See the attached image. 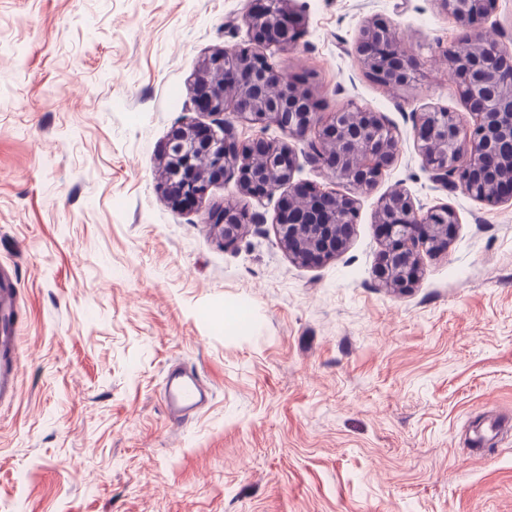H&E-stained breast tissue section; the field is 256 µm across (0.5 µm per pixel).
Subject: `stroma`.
<instances>
[{
    "label": "stroma",
    "mask_w": 512,
    "mask_h": 512,
    "mask_svg": "<svg viewBox=\"0 0 512 512\" xmlns=\"http://www.w3.org/2000/svg\"><path fill=\"white\" fill-rule=\"evenodd\" d=\"M249 0H0V269L16 288L18 395L0 401V512H512V202L432 182L413 115L468 116L448 77L464 30L436 0H295L306 31L273 62L322 112L354 104L400 149L358 196L347 248L293 263L263 221L224 246L207 225L256 208L234 180L192 211L158 189L160 149L195 110L213 50L249 42ZM390 21L414 89L360 67L365 21ZM405 189L459 224L415 286L381 285L375 214ZM245 313L241 334L224 327ZM213 400L166 413L172 365Z\"/></svg>",
    "instance_id": "stroma-1"
}]
</instances>
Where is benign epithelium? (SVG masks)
I'll list each match as a JSON object with an SVG mask.
<instances>
[{"mask_svg":"<svg viewBox=\"0 0 512 512\" xmlns=\"http://www.w3.org/2000/svg\"><path fill=\"white\" fill-rule=\"evenodd\" d=\"M263 2L244 16L250 43L212 52L193 82L197 111L231 118L217 129L199 123L175 127L161 150L159 188L179 210L196 208L214 184L230 177L260 206L286 188L275 221L281 244L296 262L322 264L345 248L358 199L296 182V154L289 141L307 143L311 158L328 174L363 193L394 161L399 135L380 113L357 106L323 117L318 100L265 54L293 49L303 18L292 11V0ZM438 2L463 27V41L471 47L467 53L448 51V71L475 120L466 126L446 109L417 113L413 130L423 167L439 185L451 181L490 204L511 202L512 149L505 152L501 144L512 141V54L482 34L497 0ZM355 53L368 76L385 87L407 89L415 82L418 63L397 45L388 21L364 24ZM238 124L259 132L242 138ZM270 125L287 141L262 136ZM208 221L229 246L239 240L244 225L262 222L263 215L226 205ZM375 223L385 229L377 277L385 287L405 291L417 279L421 253L448 249L458 218L446 204L425 211L406 190L396 188L380 199Z\"/></svg>","mask_w":512,"mask_h":512,"instance_id":"benign-epithelium-1","label":"benign epithelium"}]
</instances>
